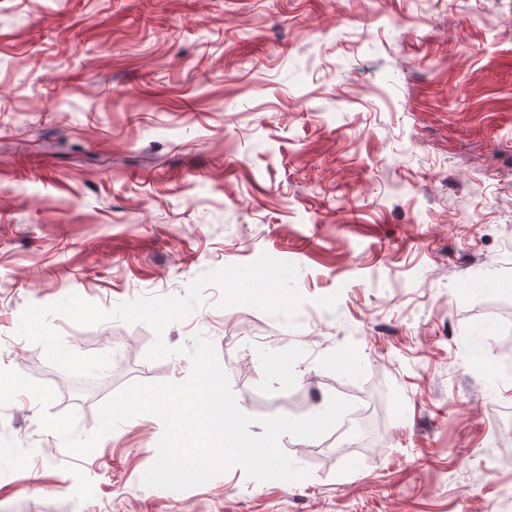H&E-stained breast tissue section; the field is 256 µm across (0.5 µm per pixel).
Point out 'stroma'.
Segmentation results:
<instances>
[{
    "instance_id": "stroma-1",
    "label": "stroma",
    "mask_w": 512,
    "mask_h": 512,
    "mask_svg": "<svg viewBox=\"0 0 512 512\" xmlns=\"http://www.w3.org/2000/svg\"><path fill=\"white\" fill-rule=\"evenodd\" d=\"M264 253L298 271L297 327L211 284L160 337L210 342L257 420L349 402L279 437L305 477L148 487L158 417L78 458L23 393L0 512H512V0H0V368L90 435L189 359L56 316L111 357L74 376L17 336L23 310L184 298Z\"/></svg>"
}]
</instances>
